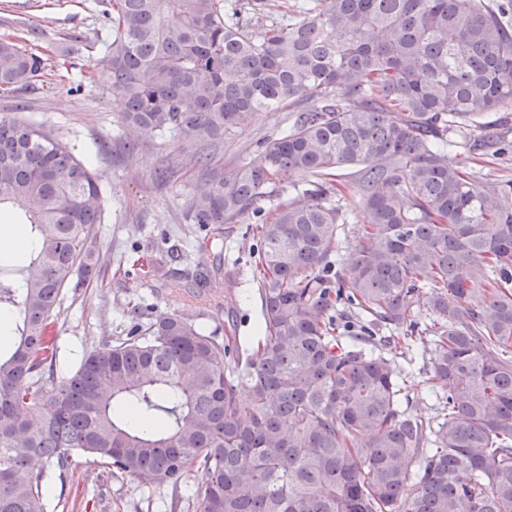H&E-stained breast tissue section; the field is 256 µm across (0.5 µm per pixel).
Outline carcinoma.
Wrapping results in <instances>:
<instances>
[{"instance_id":"cac0c4a2","label":"carcinoma","mask_w":512,"mask_h":512,"mask_svg":"<svg viewBox=\"0 0 512 512\" xmlns=\"http://www.w3.org/2000/svg\"><path fill=\"white\" fill-rule=\"evenodd\" d=\"M256 0H112L100 79L122 122L214 144L282 106L288 132L228 176L205 177L186 218L256 227L262 336L202 333L164 314L84 355L56 383V310L99 273L104 192L53 130L0 117V208L19 204L40 247L0 268L15 342L0 352V512H46L45 478L82 451L144 485L194 468L196 512H512V181L481 183L448 135L512 111V22L500 0H313L264 31ZM41 56L0 39V88ZM468 150L512 149L480 135ZM363 202L342 268L341 170ZM200 262L194 298L232 283ZM422 343L439 401L404 408L392 347ZM44 468L34 471L31 461Z\"/></svg>"}]
</instances>
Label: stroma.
<instances>
[{
  "instance_id": "1",
  "label": "stroma",
  "mask_w": 512,
  "mask_h": 512,
  "mask_svg": "<svg viewBox=\"0 0 512 512\" xmlns=\"http://www.w3.org/2000/svg\"><path fill=\"white\" fill-rule=\"evenodd\" d=\"M109 0H0V38L29 44L46 67L33 86L0 92V116L22 113L54 129L74 146L106 190L105 214L95 227L94 246L103 273L98 282L66 293L57 310L55 381H63L82 357L107 341L125 335L131 305L140 308L141 324L176 313L205 333L223 336L224 321L234 318L238 333L257 337L260 307L258 283L251 266L260 243L256 217L228 225L222 250L224 266L237 270L231 286L222 288L216 304L189 300L172 280L149 271L153 258H165L177 271L198 260V225L185 214L199 181L194 163L208 153L212 174L226 175L244 165L258 144L288 131L294 115L277 109L258 113L230 139L204 147L174 138L139 134L121 121L122 107L104 92L98 79L105 55L103 37L110 32L104 12ZM421 345H399L397 356L409 359L405 392L410 410L435 414L423 385ZM196 471H189L179 489L143 485L111 473L94 458L74 456L69 470L51 474L47 512H196Z\"/></svg>"
}]
</instances>
